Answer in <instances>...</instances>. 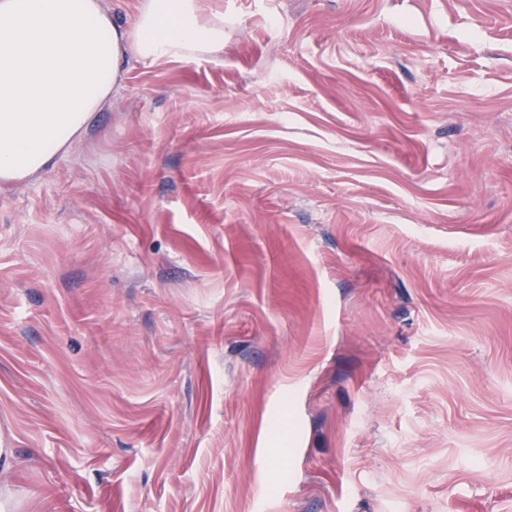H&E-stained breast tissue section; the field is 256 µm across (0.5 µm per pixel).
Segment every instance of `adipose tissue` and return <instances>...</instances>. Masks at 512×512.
<instances>
[{"label":"adipose tissue","mask_w":512,"mask_h":512,"mask_svg":"<svg viewBox=\"0 0 512 512\" xmlns=\"http://www.w3.org/2000/svg\"><path fill=\"white\" fill-rule=\"evenodd\" d=\"M224 46L199 0H140L124 24L100 0H0V183L53 167L123 78L127 54L155 62Z\"/></svg>","instance_id":"obj_1"}]
</instances>
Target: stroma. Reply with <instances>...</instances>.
<instances>
[{"label":"stroma","mask_w":512,"mask_h":512,"mask_svg":"<svg viewBox=\"0 0 512 512\" xmlns=\"http://www.w3.org/2000/svg\"><path fill=\"white\" fill-rule=\"evenodd\" d=\"M0 184V512H512V0H202Z\"/></svg>","instance_id":"stroma-1"}]
</instances>
